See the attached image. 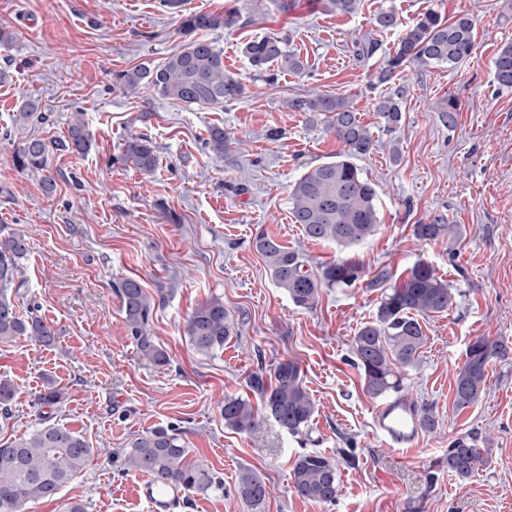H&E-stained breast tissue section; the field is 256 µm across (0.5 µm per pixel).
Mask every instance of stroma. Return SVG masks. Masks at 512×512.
<instances>
[{"label": "stroma", "instance_id": "35a3bbf8", "mask_svg": "<svg viewBox=\"0 0 512 512\" xmlns=\"http://www.w3.org/2000/svg\"><path fill=\"white\" fill-rule=\"evenodd\" d=\"M186 6L239 9L238 27L207 37L223 50L225 71L246 84L242 100L188 107L147 89H113V72L160 64L184 44L178 15L160 0H0V28L14 34L0 44V70L11 76L0 83V234H27L17 303L24 312L37 309L57 331L49 349L23 338L0 344V380L16 389L0 439L36 428L34 395L49 375L66 391L50 411L52 423L79 432L94 450L84 471L32 512H64L68 503L84 512H150L135 491L141 474L124 468L121 451L156 427L177 429L191 458L224 484L181 498L173 512H250L235 490L244 468L265 477L262 512H512V361L490 363L489 388L477 404L461 412L453 406L454 373L469 342L485 336L512 347V88L496 84L492 66L498 48L512 42V0H361L351 15L311 0L287 13L273 0ZM388 7L402 26L433 10L450 20L468 16L476 30L466 62L402 73L407 93L393 133L373 110L387 91L374 75L401 34L376 25ZM278 32L307 60L306 73L254 79L244 43ZM365 39L377 50L362 61L356 44ZM308 94L347 97L377 145L357 164L378 193L380 224L350 249L307 239L291 219L293 182L340 150L322 120L289 108L291 98ZM445 97L459 102L452 128L436 111ZM29 98L40 112L15 123ZM77 114L92 141L83 155L62 147ZM213 126L230 137L228 156L206 147ZM31 136L49 146L53 192L39 173L13 165ZM135 136L155 145L154 172L124 159ZM438 213L461 225L458 241L415 238V225ZM260 229L317 276L347 258L396 276L424 261L451 285L453 309L422 320L423 353L403 379L406 401L431 404L438 421L435 432H421L418 450L384 444L377 403L352 362L354 337L373 317L378 292L362 282L325 288L314 308L297 307L251 245ZM126 277L139 279L156 302L151 328L167 364L137 354L113 288ZM213 297L223 300L233 334L222 353L207 357L184 327ZM288 360L299 363L316 405L308 434H288L271 421L254 434L225 428V396H251L252 373ZM472 431L488 438L490 454L460 481L443 460L449 442ZM343 448L353 449L355 464L342 462ZM311 452L337 463L335 503L292 491V465Z\"/></svg>", "mask_w": 512, "mask_h": 512}]
</instances>
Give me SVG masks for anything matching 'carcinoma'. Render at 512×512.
Wrapping results in <instances>:
<instances>
[{"label":"carcinoma","instance_id":"1","mask_svg":"<svg viewBox=\"0 0 512 512\" xmlns=\"http://www.w3.org/2000/svg\"><path fill=\"white\" fill-rule=\"evenodd\" d=\"M162 5L180 12V31L189 37L182 48L157 66L138 65L113 75V87L119 89L149 88L164 98L189 107L221 108L238 101L248 93L246 85L234 74L224 70L221 50L197 32L231 30L239 25L240 14L227 10L222 14L185 11L183 0H161ZM361 0H326L325 7L340 15L358 11ZM379 28L388 30L400 25L396 12L382 9L376 17ZM474 25L470 18L460 16L448 21L434 11L420 15L404 29L385 63L378 69L376 80L390 86V91L373 103L379 124L392 131L402 120L405 86L397 77L414 64L456 67L470 58L475 46ZM242 53L256 75L270 71L272 65L293 74L308 68L301 56L288 48L285 36H265L244 44ZM494 79L501 87L512 88V43L503 45L494 57ZM296 112L313 119L323 117L343 150L336 159L308 167L290 190L293 223L302 226L306 237L332 242L342 248L354 247L376 232L379 224L376 189L362 176L353 159L373 149V139L360 122L348 98L339 95H299L288 102ZM439 119L452 128L457 122V103L444 98L437 105ZM205 145L222 157L230 152V141L224 129L208 131ZM65 147L83 153L88 149L84 122L78 115L69 125ZM48 146L39 137H30L14 157L20 170L42 171L46 168ZM124 156L134 164L152 172L158 164L155 146L147 138L127 141ZM414 234L421 241L458 239L460 226L448 223L443 213L436 214L429 224L414 225ZM256 251L265 258L278 287L291 301L302 308L316 305L321 288L350 287L366 276L362 265L344 260L327 266L322 277L304 271L299 257L275 238L260 229L252 241ZM29 249L28 239L21 232L0 238V343L8 344L23 337L45 347L56 341L54 328L35 312L22 316L16 310L22 282L19 263ZM367 286L382 293L372 321L361 327L354 338V365L359 369L363 392L372 399L400 393L403 371L415 366L422 354L426 336L419 319L446 313L456 303L448 282L436 276L425 263L416 264L407 276L398 281L387 271L371 278ZM120 298L130 338L141 359L157 365L168 362V355L152 335L155 302L141 283L131 277L114 285ZM185 334L195 350L214 357L224 350L232 336L229 315L224 302L214 297L195 308L185 323ZM512 357L508 345L484 336L475 338L467 347L465 360L458 367L453 386V405L458 411L478 403L488 389V366L494 359ZM269 378L261 369L250 375L249 386L263 401L258 410L247 398L224 397V426L237 431L255 432L261 428L264 415L292 434L308 433L316 406L304 387L299 364L285 361ZM14 386L0 382V414L9 419ZM65 389L52 377L44 378L35 395V404L42 408L40 423L30 433L0 441V512H29L30 505L51 499L89 464L93 457L84 436L57 424H46L45 408L61 404ZM420 429L433 432L437 421L433 410L422 405L414 409ZM488 449L476 447L474 438L460 436L448 443L445 465L448 473L464 481L486 460ZM128 469L148 474L159 485H175L187 494H206L222 488L221 481L208 468L192 461L189 450L177 430L157 428L134 437L122 450ZM291 484L299 497L320 504L332 503L338 493L336 464L317 452L299 456L291 469ZM238 496L252 509L262 508L268 487L262 475L244 468L239 474Z\"/></svg>","mask_w":512,"mask_h":512}]
</instances>
